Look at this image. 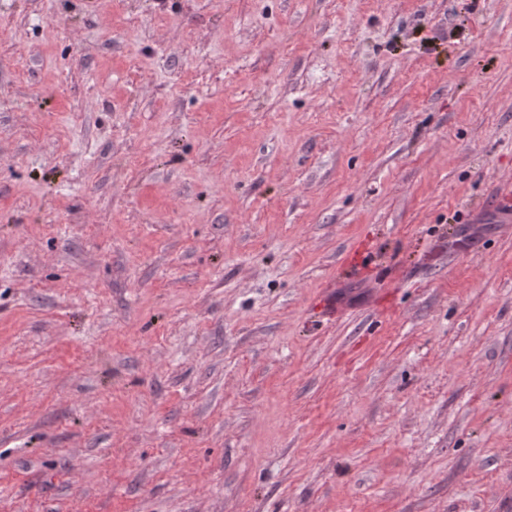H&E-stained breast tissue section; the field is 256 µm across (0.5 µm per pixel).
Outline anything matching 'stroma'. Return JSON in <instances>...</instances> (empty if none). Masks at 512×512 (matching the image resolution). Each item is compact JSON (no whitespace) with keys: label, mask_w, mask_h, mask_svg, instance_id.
<instances>
[{"label":"stroma","mask_w":512,"mask_h":512,"mask_svg":"<svg viewBox=\"0 0 512 512\" xmlns=\"http://www.w3.org/2000/svg\"><path fill=\"white\" fill-rule=\"evenodd\" d=\"M512 0H0V512H512Z\"/></svg>","instance_id":"1"}]
</instances>
